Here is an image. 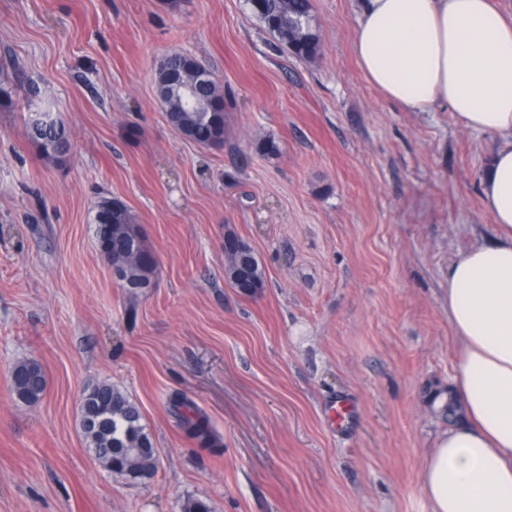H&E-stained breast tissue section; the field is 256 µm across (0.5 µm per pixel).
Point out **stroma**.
I'll return each mask as SVG.
<instances>
[{"instance_id": "obj_1", "label": "stroma", "mask_w": 512, "mask_h": 512, "mask_svg": "<svg viewBox=\"0 0 512 512\" xmlns=\"http://www.w3.org/2000/svg\"><path fill=\"white\" fill-rule=\"evenodd\" d=\"M311 4L313 61L247 0H0V71L24 80L0 107V512H429L421 468L457 349L448 266L495 234L493 139L384 99L355 60L359 0ZM174 52L223 88V147L168 122L155 71ZM44 108L70 133L60 165L26 134ZM105 197L140 224L151 287L113 278ZM229 233L264 269L254 294L224 274ZM22 361L47 379L33 405L11 389ZM101 383L142 412L160 456L146 482L86 444ZM178 396L220 447L185 435ZM342 399L355 412L335 429Z\"/></svg>"}]
</instances>
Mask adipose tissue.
<instances>
[{
	"label": "adipose tissue",
	"instance_id": "adipose-tissue-1",
	"mask_svg": "<svg viewBox=\"0 0 512 512\" xmlns=\"http://www.w3.org/2000/svg\"><path fill=\"white\" fill-rule=\"evenodd\" d=\"M360 4L353 49L370 85L404 111L444 106L495 137L480 179L495 235L448 267V396L462 417L436 438L420 491L429 512H512V20L491 0Z\"/></svg>",
	"mask_w": 512,
	"mask_h": 512
}]
</instances>
